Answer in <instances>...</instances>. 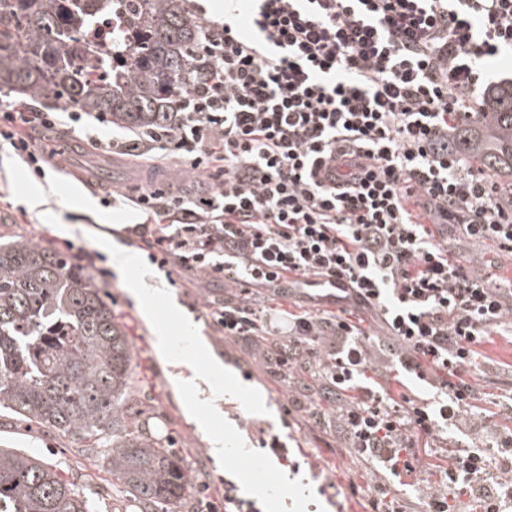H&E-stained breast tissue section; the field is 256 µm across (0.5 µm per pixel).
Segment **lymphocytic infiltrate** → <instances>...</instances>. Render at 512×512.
I'll list each match as a JSON object with an SVG mask.
<instances>
[{"mask_svg":"<svg viewBox=\"0 0 512 512\" xmlns=\"http://www.w3.org/2000/svg\"><path fill=\"white\" fill-rule=\"evenodd\" d=\"M250 20L247 38L235 15L203 22L202 74L168 125L104 141V115L0 101V139L39 169L57 150L32 130L66 125L103 153L145 155L155 170L176 158L205 177L201 195L170 182L103 202L144 214L126 233L162 265L223 281L214 325L264 340L291 407L372 465V512H407L391 477L419 486L422 512H451L456 486L500 512L512 429L469 413L467 375L486 336L507 331L512 280L451 258L448 239L512 255V186L451 146L484 109L485 59L512 52V0H252ZM288 286L310 305L279 329L249 298ZM352 311L384 337L360 332ZM313 368L339 402L333 418L304 399L298 373ZM370 371L431 395L364 382ZM452 430L483 443L449 451ZM425 466L437 482L422 481Z\"/></svg>","mask_w":512,"mask_h":512,"instance_id":"obj_1","label":"lymphocytic infiltrate"}]
</instances>
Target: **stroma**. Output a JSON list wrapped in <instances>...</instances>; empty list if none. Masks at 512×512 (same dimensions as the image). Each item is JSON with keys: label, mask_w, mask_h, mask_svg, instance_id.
Listing matches in <instances>:
<instances>
[{"label": "stroma", "mask_w": 512, "mask_h": 512, "mask_svg": "<svg viewBox=\"0 0 512 512\" xmlns=\"http://www.w3.org/2000/svg\"><path fill=\"white\" fill-rule=\"evenodd\" d=\"M71 136L78 146L61 139L58 130L37 129L36 139L52 141L62 151L59 164L45 166L40 176L0 140V235L29 237L79 256L85 272L104 290L133 338L130 375L140 399L150 406L145 429L155 441L182 450L192 474L177 512H196L202 493L223 502L228 483L235 485L249 512H371L367 496L352 495L349 489L353 483L370 485L369 465L344 448L332 430L312 429L300 417H287L286 382L213 325L210 311L224 303L223 284L201 289L195 279L160 268L121 232L124 226L141 223L140 212L130 206L113 210L101 205L103 189L125 190L132 179L145 183V166L129 156L97 152L80 141L79 131ZM87 174L97 178L99 189L81 184ZM39 187L45 190L44 204L27 207V197ZM120 254L134 256L135 265L117 271ZM142 275L157 281L164 295L135 301L127 286ZM161 332L169 341L164 356L156 350ZM200 345L205 352L198 356L194 350ZM479 352L480 366L471 381L479 392L478 407L485 408L493 398L512 391V337H488ZM190 353L203 380L198 391L173 383L177 365ZM191 407L209 416L213 430L223 435L222 462L214 461L207 435L189 421ZM274 438L286 448V458L269 448ZM0 448L37 453L74 482L96 512H142L133 496L114 488L108 449L85 447L71 435L23 421L6 410L0 411ZM259 460L266 476L255 479L250 470Z\"/></svg>", "instance_id": "obj_1"}]
</instances>
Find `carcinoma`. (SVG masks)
I'll list each match as a JSON object with an SVG mask.
<instances>
[{
  "instance_id": "carcinoma-1",
  "label": "carcinoma",
  "mask_w": 512,
  "mask_h": 512,
  "mask_svg": "<svg viewBox=\"0 0 512 512\" xmlns=\"http://www.w3.org/2000/svg\"><path fill=\"white\" fill-rule=\"evenodd\" d=\"M0 0V92L65 101L136 128L167 121L198 67L202 18L190 0ZM125 28L103 45L100 27ZM100 58V75L83 74ZM455 146L512 178V84L487 96L485 112ZM132 346L104 292L63 250L0 240V410L82 439L112 434V479L146 512L181 496L191 473L173 454L128 430L141 404L127 396ZM0 512H95L75 483L34 454L0 448Z\"/></svg>"
}]
</instances>
